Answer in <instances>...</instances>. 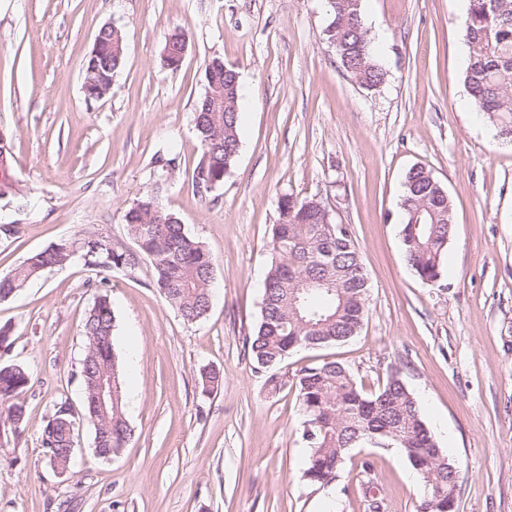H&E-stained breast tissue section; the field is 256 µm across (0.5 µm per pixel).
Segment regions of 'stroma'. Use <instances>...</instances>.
I'll return each mask as SVG.
<instances>
[{"label":"stroma","mask_w":512,"mask_h":512,"mask_svg":"<svg viewBox=\"0 0 512 512\" xmlns=\"http://www.w3.org/2000/svg\"><path fill=\"white\" fill-rule=\"evenodd\" d=\"M466 0H363L386 80L369 91L325 39L326 0H0V129L23 207L0 200V275L30 254L92 233L135 252L125 214L156 193L217 263L207 315L187 323L152 285L149 262L106 271L74 257L0 301L10 326L0 363L31 375L20 436L0 446V512H420L424 486L400 449L364 446L334 481L301 477L308 450L292 381L338 361L365 392L399 370L438 444L460 470L458 512H512V145L475 112L464 82ZM120 28L125 60L87 102L82 64L99 29ZM184 32L177 69L166 37ZM239 73L241 149L201 192L194 124L205 70ZM174 151L173 174L155 166ZM422 166L452 204L442 275L408 264L398 220L408 170ZM317 199L349 225L369 278L367 314L349 341L291 352L277 392L244 342L260 315L278 201ZM115 314L133 429L125 453L98 457L82 417V324L99 293ZM221 375L213 392L199 371ZM77 413L71 469L41 435L56 404Z\"/></svg>","instance_id":"35a3bbf8"}]
</instances>
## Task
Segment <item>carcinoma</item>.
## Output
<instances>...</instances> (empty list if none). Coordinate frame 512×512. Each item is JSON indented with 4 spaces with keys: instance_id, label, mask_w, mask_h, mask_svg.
<instances>
[{
    "instance_id": "obj_1",
    "label": "carcinoma",
    "mask_w": 512,
    "mask_h": 512,
    "mask_svg": "<svg viewBox=\"0 0 512 512\" xmlns=\"http://www.w3.org/2000/svg\"><path fill=\"white\" fill-rule=\"evenodd\" d=\"M327 41L335 48L340 64L356 68L360 85L379 88L386 72L371 52L363 19L362 0H327ZM462 36L467 46L465 83L475 110L512 142V0H467ZM120 28H100L95 45L83 64L87 101L109 91L112 76L124 63L118 55ZM207 88L224 96V127L210 120L212 99L199 100L195 128L202 156L193 172L196 185L216 187L224 181L237 159L240 138V86L236 69L221 58L206 66ZM12 136L0 130V199L18 195L9 174ZM432 174L421 166L406 174L399 221L407 262L424 281L441 275L442 256L452 223L448 195L440 193ZM156 198L139 199L125 214L135 253L120 252L107 240L88 234L81 239L61 240L31 254L10 274L0 277V301L12 297L33 278L66 264L82 252L88 263L102 269L132 265L137 257L148 259L153 287L187 323L199 321L211 305L216 265L202 242L192 238L180 220L162 209L154 210ZM315 199L291 195L279 201V222L272 228L271 265L267 272L257 328L245 342V354L253 369L276 368L290 352L343 343L360 331L366 313L368 277L355 248L351 231H337L333 246L324 237L326 213ZM115 315L110 295L100 293L83 324L86 347L80 367L84 415L109 432L106 447L119 456L128 447L132 429L126 414L123 370L114 350ZM112 378V408L101 415L94 404V378ZM30 384L22 367L0 364V435L9 443L21 433L25 405L21 395ZM304 422H313L314 434L302 432L309 453L302 477L311 483L328 484L344 466L349 451L376 438L401 450L422 479L426 512H457L459 482L448 478L453 465L422 418L416 397L396 371L376 392L359 388L353 374L337 361L306 367L295 382ZM62 402L43 429V447L63 448L76 430L74 414Z\"/></svg>"
}]
</instances>
